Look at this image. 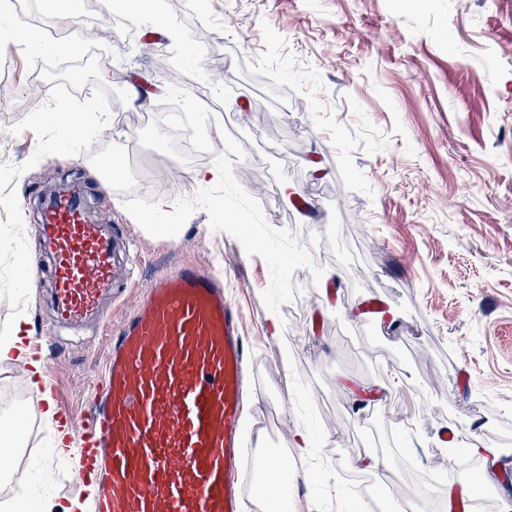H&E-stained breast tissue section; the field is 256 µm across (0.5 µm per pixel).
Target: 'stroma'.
Here are the masks:
<instances>
[{"label": "stroma", "mask_w": 512, "mask_h": 512, "mask_svg": "<svg viewBox=\"0 0 512 512\" xmlns=\"http://www.w3.org/2000/svg\"><path fill=\"white\" fill-rule=\"evenodd\" d=\"M189 17L180 0L161 11L178 28L157 47L142 35L111 41L101 80L148 90L112 113L90 152L48 156L15 179L27 244L50 185L79 173L95 191L91 215L124 226L134 285L105 304L118 324L162 268L196 260L222 275L242 308L257 392L242 422L248 447L292 448L308 433L311 455L331 460L322 478L288 472V512H325L328 490L349 495L351 474L400 441L439 485L414 491L402 458L376 470L374 512L410 504L431 512L449 485L488 489L512 507V480L484 447L512 461V0H204ZM0 78V155L19 165L32 131L11 134L29 112L31 69L7 44ZM177 69L184 86L171 83ZM206 124L209 154L181 160L144 115L188 103ZM125 163L142 195L104 188L102 169ZM223 163L222 180L198 172ZM177 169V191L161 176ZM317 203L315 221L287 207ZM181 227L148 232L146 220ZM289 255L284 265L281 255ZM340 286L336 301L327 282ZM383 301L400 328L387 336L361 321L360 303ZM23 341L42 345L44 372L74 413L94 395L108 352L100 323L49 339L47 287L32 288ZM0 364V401L17 402L27 496L52 512L87 503L75 462L54 454L57 430L33 404L24 351ZM454 430L474 470L440 441Z\"/></svg>", "instance_id": "35a3bbf8"}]
</instances>
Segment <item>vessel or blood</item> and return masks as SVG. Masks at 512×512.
Returning <instances> with one entry per match:
<instances>
[{
    "instance_id": "b4317fda",
    "label": "vessel or blood",
    "mask_w": 512,
    "mask_h": 512,
    "mask_svg": "<svg viewBox=\"0 0 512 512\" xmlns=\"http://www.w3.org/2000/svg\"><path fill=\"white\" fill-rule=\"evenodd\" d=\"M40 248L52 259L54 324L100 320L127 285L120 226L91 223L79 187L44 204ZM242 311L224 279L189 261L157 272L110 332L100 394L83 419L40 382L61 426L81 424L78 467L97 486L90 512H246L251 452L245 407Z\"/></svg>"
}]
</instances>
